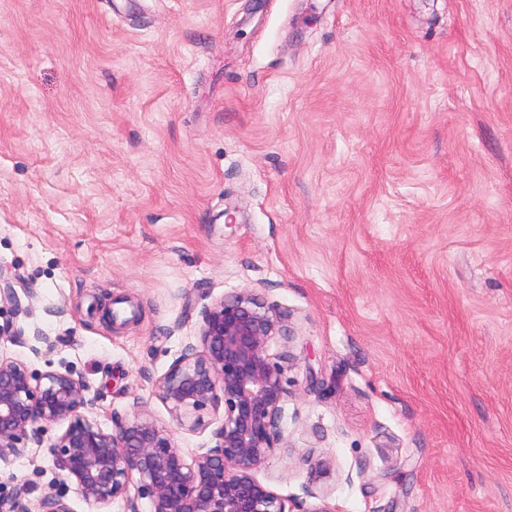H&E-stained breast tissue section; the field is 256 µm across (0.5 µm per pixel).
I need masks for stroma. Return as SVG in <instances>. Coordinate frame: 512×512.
Segmentation results:
<instances>
[{
	"instance_id": "stroma-1",
	"label": "stroma",
	"mask_w": 512,
	"mask_h": 512,
	"mask_svg": "<svg viewBox=\"0 0 512 512\" xmlns=\"http://www.w3.org/2000/svg\"><path fill=\"white\" fill-rule=\"evenodd\" d=\"M0 268L34 292L0 355L104 430L138 396L206 451L155 383L252 289L288 391L262 483L512 512V0H0ZM20 487L85 510L48 448Z\"/></svg>"
}]
</instances>
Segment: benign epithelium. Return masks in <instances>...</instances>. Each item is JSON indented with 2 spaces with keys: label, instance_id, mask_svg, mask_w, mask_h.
<instances>
[{
  "label": "benign epithelium",
  "instance_id": "1",
  "mask_svg": "<svg viewBox=\"0 0 512 512\" xmlns=\"http://www.w3.org/2000/svg\"><path fill=\"white\" fill-rule=\"evenodd\" d=\"M19 306L8 274L0 275V302ZM279 321L249 290L207 306L197 342L156 381L157 396L179 429L204 431L214 421V446L186 458L175 431L159 426L140 398L133 415L112 419V432L89 418L94 399L70 371L34 374L0 356V463L42 447V428L64 424L50 444L63 483L75 487L89 512L121 499L126 512H290L288 500L260 482L256 472L280 447L288 391L269 352ZM138 479L137 494L129 485ZM23 489L0 497V512H30ZM38 512H71L63 496L47 494Z\"/></svg>",
  "mask_w": 512,
  "mask_h": 512
}]
</instances>
